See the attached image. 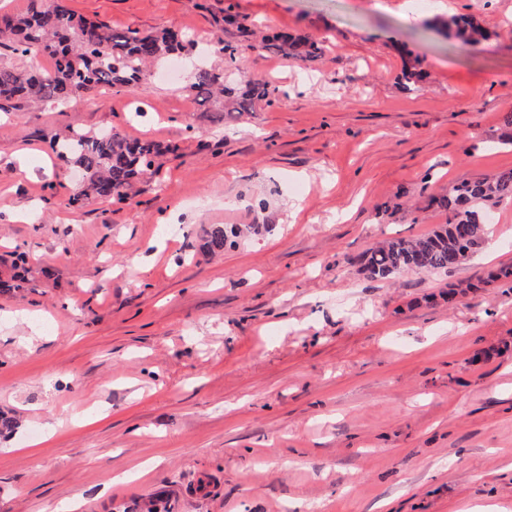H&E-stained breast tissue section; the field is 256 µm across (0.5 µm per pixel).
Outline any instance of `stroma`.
I'll use <instances>...</instances> for the list:
<instances>
[{
	"label": "stroma",
	"instance_id": "stroma-1",
	"mask_svg": "<svg viewBox=\"0 0 512 512\" xmlns=\"http://www.w3.org/2000/svg\"><path fill=\"white\" fill-rule=\"evenodd\" d=\"M111 27L237 41L275 94L215 122L173 80L0 111V512H512V202L447 273L370 280L373 245L444 223L431 198L512 168V0H66ZM476 17L448 39L428 18ZM312 36V62L260 48ZM424 80L405 91L406 54ZM144 115L132 121L135 108ZM178 145L132 202L70 204L50 145ZM212 224L234 227L223 252ZM464 282L476 291L449 298ZM440 30L447 36L453 35L465 42H477L488 37L483 28L469 16H451L439 23Z\"/></svg>",
	"mask_w": 512,
	"mask_h": 512
}]
</instances>
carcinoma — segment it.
<instances>
[{
  "instance_id": "cac0c4a2",
  "label": "carcinoma",
  "mask_w": 512,
  "mask_h": 512,
  "mask_svg": "<svg viewBox=\"0 0 512 512\" xmlns=\"http://www.w3.org/2000/svg\"><path fill=\"white\" fill-rule=\"evenodd\" d=\"M447 36L465 42L488 37L469 16H451L439 23ZM0 38L5 48L20 58L47 57L48 68L28 69L0 61V100L41 105H63L79 95L138 83L150 76L148 66L167 61L172 54L193 45L188 35L162 29L142 32L117 30L104 22L73 13L63 0L46 7L34 6L24 14H0ZM263 48L277 55L314 61L322 45L308 36L277 34ZM212 54L216 64L194 66L187 92L210 107L226 112H250L255 102L274 93L266 81H250L239 92L226 85L227 73L236 65L238 46L221 40ZM58 157L79 171L83 186L72 201L92 196L102 201H128L137 178L154 168L163 147L151 138L130 139L119 131L89 135L72 131L57 142ZM504 201H512V169L452 187L448 195L432 202L446 212L445 223L412 238H391L368 249L361 257L362 271L371 279H389L409 271L448 272L460 266L484 241L487 214ZM227 231L213 225L205 231L204 248L222 252ZM30 287L24 270L0 279V292H20Z\"/></svg>"
}]
</instances>
